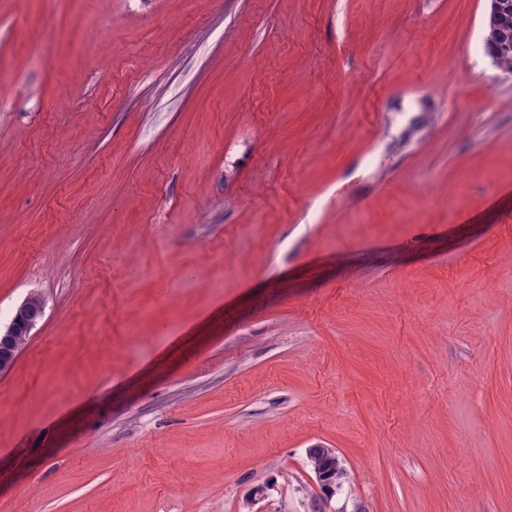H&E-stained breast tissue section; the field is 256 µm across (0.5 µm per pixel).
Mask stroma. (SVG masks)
<instances>
[{
    "mask_svg": "<svg viewBox=\"0 0 512 512\" xmlns=\"http://www.w3.org/2000/svg\"><path fill=\"white\" fill-rule=\"evenodd\" d=\"M487 10L0 0V512H512ZM35 326L34 322L24 324L19 320L17 325L9 323L3 333L0 330V373L12 368ZM17 334L19 335L16 336ZM329 449L315 446L309 448L306 454L308 466L310 468H320L326 471L333 479L336 489L341 491L347 482V470L343 463H338L329 458Z\"/></svg>",
    "mask_w": 512,
    "mask_h": 512,
    "instance_id": "stroma-1",
    "label": "stroma"
}]
</instances>
